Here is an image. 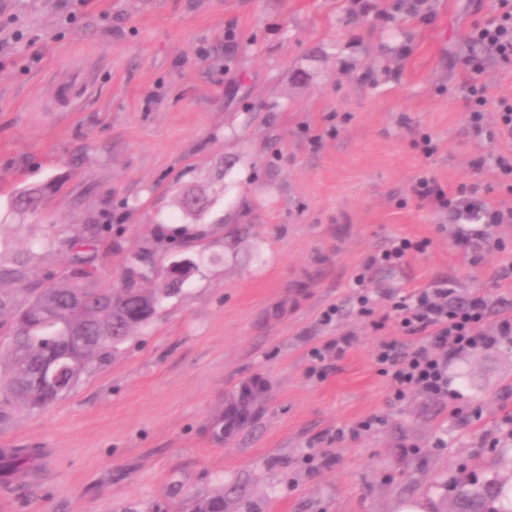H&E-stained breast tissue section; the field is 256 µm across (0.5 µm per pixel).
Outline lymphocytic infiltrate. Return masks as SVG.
Instances as JSON below:
<instances>
[{
	"mask_svg": "<svg viewBox=\"0 0 512 512\" xmlns=\"http://www.w3.org/2000/svg\"><path fill=\"white\" fill-rule=\"evenodd\" d=\"M472 42L493 51L504 62H512V0H499L497 13L476 22ZM413 193L435 209L446 211L452 222L461 224L456 237L460 250H470L486 231L499 224L512 223V209H504L467 195L464 188L448 192L429 173L419 175ZM400 329L408 335L426 337V345L404 352L395 343L378 346L375 359L396 385V397L419 388L440 394L448 387L450 361L480 349H493L512 339V319L497 323L491 331L480 327L485 302L480 298L457 300L454 291L440 284L415 293L411 299L394 303Z\"/></svg>",
	"mask_w": 512,
	"mask_h": 512,
	"instance_id": "f902f5d3",
	"label": "lymphocytic infiltrate"
}]
</instances>
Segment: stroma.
<instances>
[{
    "label": "stroma",
    "mask_w": 512,
    "mask_h": 512,
    "mask_svg": "<svg viewBox=\"0 0 512 512\" xmlns=\"http://www.w3.org/2000/svg\"><path fill=\"white\" fill-rule=\"evenodd\" d=\"M409 2L0 0V233L26 248L111 225V249L95 251L105 286L142 251L199 265L68 395L0 422V448L42 451L0 476V512H188L218 493L224 512H398L407 499L450 512L460 464L507 476L487 447L512 413V341L453 360V399L394 401L375 360L384 342L423 345L390 306L439 282L484 298L487 326L512 317V223L464 254L411 192L427 172L512 208L494 166L512 140L487 133L512 64L466 69L471 27L498 0ZM63 77L80 96L70 111ZM472 77L487 88L480 133ZM43 182L33 233L8 198ZM184 190L206 207L184 213ZM399 237L422 248L371 271L376 311L361 317L353 276ZM253 381L265 392L251 419L215 436L211 420Z\"/></svg>",
    "instance_id": "stroma-1"
}]
</instances>
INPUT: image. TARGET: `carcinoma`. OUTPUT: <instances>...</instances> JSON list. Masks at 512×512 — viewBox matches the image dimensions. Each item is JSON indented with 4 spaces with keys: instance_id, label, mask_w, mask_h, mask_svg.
<instances>
[{
    "instance_id": "1",
    "label": "carcinoma",
    "mask_w": 512,
    "mask_h": 512,
    "mask_svg": "<svg viewBox=\"0 0 512 512\" xmlns=\"http://www.w3.org/2000/svg\"><path fill=\"white\" fill-rule=\"evenodd\" d=\"M50 190L47 184L24 187L12 194L10 210L35 213ZM104 227L83 224L59 230L57 236L43 239L40 250L58 247L68 253L69 267L61 273L46 272L40 266L39 250H12L0 238V420L18 410H41L61 399L78 383L89 364L116 350L138 328L149 323L163 300L176 294L182 285L164 279V287L147 288L144 283L158 272L148 254H138L129 262L119 288L102 287L93 276L77 282L72 265L93 266L96 256L86 247L97 240ZM71 366L64 386H45L42 373L49 350ZM253 402L242 398L237 405L212 421L220 434L242 426ZM36 448H0V467L14 470L32 465ZM460 512H512V486L490 479L483 490L468 487L463 476ZM190 512H224V496L219 494L193 501Z\"/></svg>"
}]
</instances>
